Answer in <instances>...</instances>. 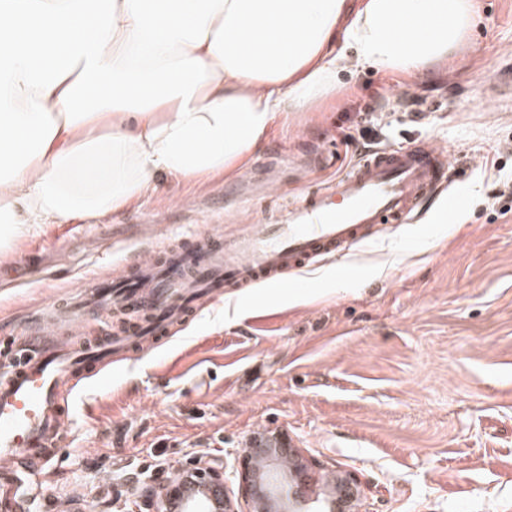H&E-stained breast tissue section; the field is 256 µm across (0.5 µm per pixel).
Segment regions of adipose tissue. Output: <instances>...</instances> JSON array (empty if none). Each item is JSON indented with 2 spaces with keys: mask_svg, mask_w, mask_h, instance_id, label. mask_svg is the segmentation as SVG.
I'll return each mask as SVG.
<instances>
[{
  "mask_svg": "<svg viewBox=\"0 0 512 512\" xmlns=\"http://www.w3.org/2000/svg\"><path fill=\"white\" fill-rule=\"evenodd\" d=\"M474 21L473 0H0V254L160 175L230 173L335 91L344 49L420 75Z\"/></svg>",
  "mask_w": 512,
  "mask_h": 512,
  "instance_id": "adipose-tissue-1",
  "label": "adipose tissue"
}]
</instances>
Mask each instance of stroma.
I'll return each mask as SVG.
<instances>
[{"label": "stroma", "instance_id": "1", "mask_svg": "<svg viewBox=\"0 0 512 512\" xmlns=\"http://www.w3.org/2000/svg\"><path fill=\"white\" fill-rule=\"evenodd\" d=\"M467 48L422 78L346 58L335 97L277 116L247 163L156 191L100 220L35 228L0 254V334L138 251L149 237L258 224L349 170L364 144L452 152L453 207L416 234L260 283L176 326L161 347L95 383L25 512L103 502L140 472L196 453L227 464L253 433L358 476L365 512H512V105L484 89L512 64V0H475ZM497 155L508 174L490 176Z\"/></svg>", "mask_w": 512, "mask_h": 512}]
</instances>
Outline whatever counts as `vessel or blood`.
Segmentation results:
<instances>
[{"instance_id": "b4317fda", "label": "vessel or blood", "mask_w": 512, "mask_h": 512, "mask_svg": "<svg viewBox=\"0 0 512 512\" xmlns=\"http://www.w3.org/2000/svg\"><path fill=\"white\" fill-rule=\"evenodd\" d=\"M450 168L435 143L375 149L329 186L298 196L274 223L152 240L123 260L121 276L91 277L78 297L51 302L40 322L0 340L11 356L0 367V506L19 508L23 463L54 457L102 365L163 343L197 315L200 299L219 303L260 282L301 287L304 270L410 223Z\"/></svg>"}]
</instances>
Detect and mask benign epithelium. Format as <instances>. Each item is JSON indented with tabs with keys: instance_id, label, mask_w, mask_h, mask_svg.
I'll list each match as a JSON object with an SVG mask.
<instances>
[{
	"instance_id": "benign-epithelium-1",
	"label": "benign epithelium",
	"mask_w": 512,
	"mask_h": 512,
	"mask_svg": "<svg viewBox=\"0 0 512 512\" xmlns=\"http://www.w3.org/2000/svg\"><path fill=\"white\" fill-rule=\"evenodd\" d=\"M182 470L186 477L222 491L220 512H272L276 507L288 512H363L354 472H338L332 493L320 494L319 464L303 463L300 450L277 433L255 435L240 467L231 472L225 461L202 456L188 458ZM129 486L133 512H164L168 501L184 496V481L176 475L161 482L139 475Z\"/></svg>"
}]
</instances>
